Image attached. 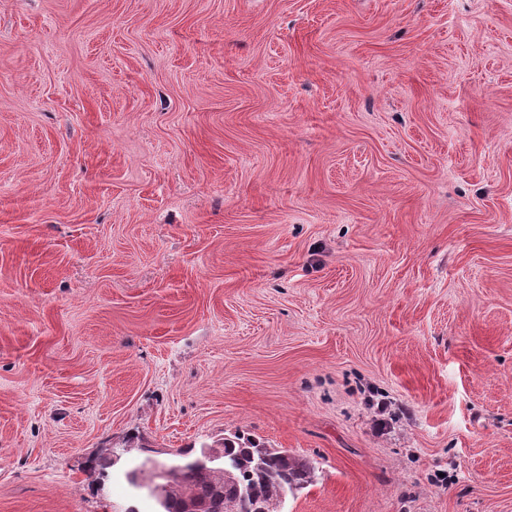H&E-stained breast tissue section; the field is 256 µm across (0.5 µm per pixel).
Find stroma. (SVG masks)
Wrapping results in <instances>:
<instances>
[{
  "mask_svg": "<svg viewBox=\"0 0 512 512\" xmlns=\"http://www.w3.org/2000/svg\"><path fill=\"white\" fill-rule=\"evenodd\" d=\"M236 433L512 512V0H0V512Z\"/></svg>",
  "mask_w": 512,
  "mask_h": 512,
  "instance_id": "35a3bbf8",
  "label": "stroma"
}]
</instances>
